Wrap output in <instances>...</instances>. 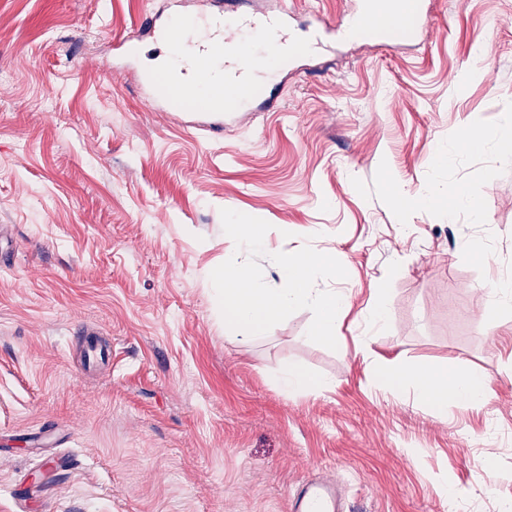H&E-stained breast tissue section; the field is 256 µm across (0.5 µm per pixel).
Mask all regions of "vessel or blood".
<instances>
[{"mask_svg":"<svg viewBox=\"0 0 512 512\" xmlns=\"http://www.w3.org/2000/svg\"><path fill=\"white\" fill-rule=\"evenodd\" d=\"M427 0H413L411 9L400 6V0H361L353 20L357 25L384 33L412 31L425 15ZM243 0H210L211 13L205 32L179 31L172 18L152 17L133 37L117 39L115 49L128 55L132 43L149 37L158 42L183 45L182 53L172 56L162 75L142 77L139 97L150 106L172 111L174 120L184 128L223 131L236 116L235 107L220 97L199 99L197 89L207 81L214 69L223 77L233 78L241 102L257 106L264 112L280 108L276 94L256 90L255 75L261 74L264 60L253 53V39L273 40L283 48L293 44L294 8L277 13H247ZM291 512H341L334 484L312 480L291 499Z\"/></svg>","mask_w":512,"mask_h":512,"instance_id":"b4317fda","label":"vessel or blood"}]
</instances>
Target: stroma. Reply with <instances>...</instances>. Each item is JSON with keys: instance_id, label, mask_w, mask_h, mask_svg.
<instances>
[{"instance_id": "stroma-1", "label": "stroma", "mask_w": 512, "mask_h": 512, "mask_svg": "<svg viewBox=\"0 0 512 512\" xmlns=\"http://www.w3.org/2000/svg\"><path fill=\"white\" fill-rule=\"evenodd\" d=\"M291 3L303 38L354 6L246 7ZM431 8L414 42L354 32L308 70L278 66L280 111L242 108L217 135L133 93L167 45L112 68L144 14L195 17L200 0H0V512H289L317 477L345 512H448L450 484L477 492L458 512L512 498V312L483 314L485 283L512 275V0ZM472 121L478 151L460 139ZM430 185L442 199L420 205ZM459 186L481 190L482 220L447 198ZM224 208L270 223V249L334 252L347 278L316 287L351 296L344 349L307 338L306 309L247 344L225 335L209 277ZM309 224L329 237L308 242ZM85 327L111 365L85 371ZM395 360L482 375L492 395L434 412L377 383ZM288 365L325 388L285 392Z\"/></svg>"}]
</instances>
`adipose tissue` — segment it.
<instances>
[{"label": "adipose tissue", "instance_id": "obj_1", "mask_svg": "<svg viewBox=\"0 0 512 512\" xmlns=\"http://www.w3.org/2000/svg\"><path fill=\"white\" fill-rule=\"evenodd\" d=\"M379 385L390 392L412 390L416 400L429 408L445 411L449 401L479 408L491 396L488 380L478 374H461L428 364L407 365L393 362L377 375Z\"/></svg>", "mask_w": 512, "mask_h": 512}]
</instances>
